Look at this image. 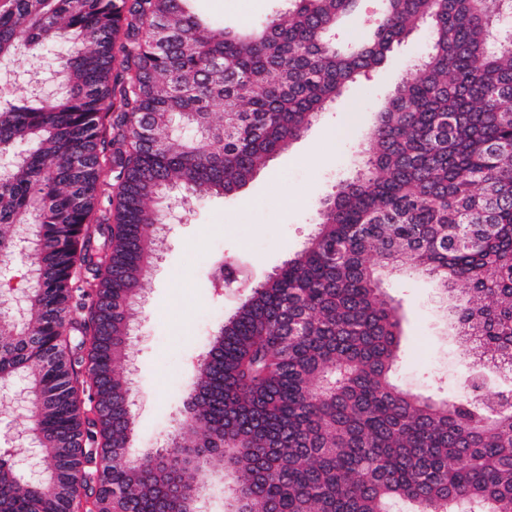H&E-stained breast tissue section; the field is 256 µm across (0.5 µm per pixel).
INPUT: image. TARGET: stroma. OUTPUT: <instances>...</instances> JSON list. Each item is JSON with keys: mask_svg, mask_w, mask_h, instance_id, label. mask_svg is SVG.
Wrapping results in <instances>:
<instances>
[{"mask_svg": "<svg viewBox=\"0 0 512 512\" xmlns=\"http://www.w3.org/2000/svg\"><path fill=\"white\" fill-rule=\"evenodd\" d=\"M286 6L285 0H194L196 13L220 25H255ZM430 48L419 28L392 52L390 63L367 73L321 112L308 131L275 155L232 198L190 203L183 222L165 225V247L155 260L139 304L131 356L121 366L134 390L136 449L165 445L185 411L196 354L216 325L230 316L245 289L215 287V256L258 281L302 249L316 222V208L339 181L364 166L360 152L372 105ZM299 196L289 204L290 196ZM383 288L400 305L402 336L395 379L424 396L458 399L473 360L448 331L433 282L422 276L390 277Z\"/></svg>", "mask_w": 512, "mask_h": 512, "instance_id": "obj_1", "label": "stroma"}]
</instances>
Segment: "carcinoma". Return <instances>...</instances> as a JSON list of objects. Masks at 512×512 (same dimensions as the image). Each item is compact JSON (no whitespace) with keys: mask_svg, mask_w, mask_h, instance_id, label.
I'll list each match as a JSON object with an SVG mask.
<instances>
[{"mask_svg":"<svg viewBox=\"0 0 512 512\" xmlns=\"http://www.w3.org/2000/svg\"><path fill=\"white\" fill-rule=\"evenodd\" d=\"M190 2L0 0L1 69L65 46L53 95L0 100V253L22 224L37 246L0 280V385L27 380L47 460L30 482L0 448V512H193L226 470L232 512H512V0H375L367 21L363 0H288L246 29ZM423 25L364 169L199 355L177 434L132 457L119 364L165 190L236 194ZM397 273L448 296L475 355L464 397L393 382Z\"/></svg>","mask_w":512,"mask_h":512,"instance_id":"cac0c4a2","label":"carcinoma"}]
</instances>
